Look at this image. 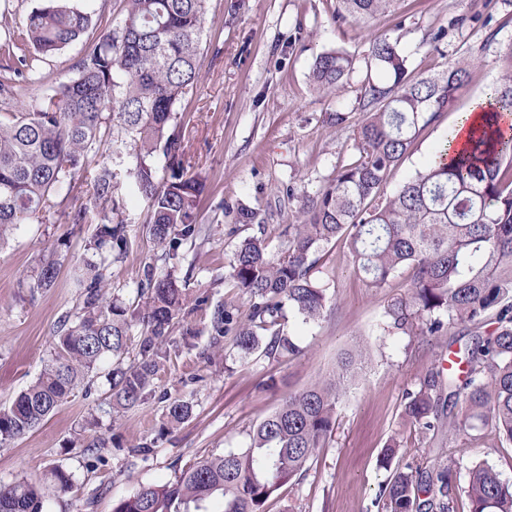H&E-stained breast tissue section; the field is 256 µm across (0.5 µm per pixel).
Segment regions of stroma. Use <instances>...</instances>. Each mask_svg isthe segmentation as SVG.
Masks as SVG:
<instances>
[{
    "instance_id": "1",
    "label": "stroma",
    "mask_w": 512,
    "mask_h": 512,
    "mask_svg": "<svg viewBox=\"0 0 512 512\" xmlns=\"http://www.w3.org/2000/svg\"><path fill=\"white\" fill-rule=\"evenodd\" d=\"M72 2L90 14L89 28L60 54L39 61V81L0 94V112L73 78L75 63L123 16V0ZM336 7V0H206L200 80L177 106L187 143L184 165L204 184L202 236L184 246L186 259L177 270L187 304L207 296L245 315L249 300L229 277L238 243L262 233L278 249L302 197L321 191L337 167L357 158L355 135L364 118L358 86L336 94L313 90L309 74L319 53L342 49L361 61L375 38L386 37L416 73L442 72L452 60L472 62L454 108L423 131L390 172L385 192L391 195L430 162L460 114L498 80L497 60L512 47V0H399L394 11L360 23L338 21ZM336 111L348 115L338 128L324 121L325 113ZM112 139L105 134L71 185L49 196L43 223L20 225L0 244V409L37 379L51 358L59 320L79 306L73 269L91 257L84 245L97 228L92 183L100 167L115 172L128 220L127 252L109 269L108 296L136 306L147 266L159 263L147 231L148 205L128 176L136 158L128 150L114 152ZM81 208L90 209L88 222L71 223L70 213ZM243 208L256 212L253 224L239 223ZM52 249L60 262L55 286L31 288ZM322 255L317 277L329 298L324 317L307 323L286 315L285 329L301 348L296 356L247 355L228 340L213 350L207 317L183 315L139 406L110 411L112 364L102 363L66 405L0 447V484L23 476L39 481L59 466L72 474L73 488L47 498L44 512H112L119 499L173 480L190 461L247 447L253 426L288 394L328 376L360 341L372 360L338 404L331 437L302 475L268 501L266 512H379L375 499L390 475L379 458L393 438L403 447L402 463L431 469L454 458L458 487L479 463L512 485V445L499 443L490 430L473 441L424 439L403 416L405 391L432 363L464 349L469 328L420 338L385 333L384 308L408 293V271L376 290L355 272L345 241L329 244ZM189 327L196 332L190 341L184 337ZM175 400L187 402L191 414L171 426L166 408ZM99 440L105 443L100 453L86 451Z\"/></svg>"
}]
</instances>
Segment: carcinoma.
Listing matches in <instances>:
<instances>
[{"instance_id":"obj_1","label":"carcinoma","mask_w":512,"mask_h":512,"mask_svg":"<svg viewBox=\"0 0 512 512\" xmlns=\"http://www.w3.org/2000/svg\"><path fill=\"white\" fill-rule=\"evenodd\" d=\"M206 0H125L121 21L105 31L76 64V76L50 87L44 96L0 114V243L22 224L42 219L51 193L71 184L99 141L105 114L124 134L138 193L151 211L149 234L170 270L155 275L149 266L140 282L143 307L132 312L105 292L106 272L127 247V222L114 196L115 175L98 170L93 183L99 219L87 250L100 258L81 270L79 311L59 321L53 353L37 380L7 409L0 410V447L39 426L67 402L73 390L104 359L112 370L111 408L141 403L162 360L173 320L185 306L175 269L180 249L200 237L197 208L203 182L184 167L185 134L176 107L197 83ZM397 0H339L341 19L365 21L390 11ZM91 17L71 0H47L29 13L24 27L7 32L0 52L13 56L9 79L33 80L37 62L77 41ZM33 49L14 55L18 42ZM499 84L477 111L485 123L450 164L429 163L396 193L383 185L423 130L439 121L463 94L470 62L455 60L433 75L408 71L387 38L373 40L366 68H378L387 83L361 80L362 108L355 149L358 158L336 170L315 196L301 200L288 240L272 252L263 236L243 239L230 260L235 286L249 300L245 319L213 305L212 344L233 337L245 353L269 358L295 355L299 345L284 332L289 308L304 321L326 312L325 288L315 276L322 249L344 239L354 269L368 286L382 289L404 268L411 270L408 294L390 300L384 330L404 336H446L455 325L477 329L464 352L463 377H444L431 368L406 392L403 415L421 434L448 431L452 439L481 424L512 443V140L502 124L512 117V47L499 59ZM358 71L356 58L334 49L315 58L311 83L318 92L337 93ZM167 160L158 174L154 159ZM59 262L49 255L32 288L54 285ZM140 326L137 361L122 366L133 326ZM359 343L338 361L336 371L291 393L249 432L240 451L212 455L184 467L174 480L140 488L113 512H170L174 503L206 508L214 496L224 512H266L269 499L299 477L324 447L336 423V408L368 364ZM454 461L433 474L406 463L381 486L376 502L385 512H457ZM48 487L66 493L70 473L54 467L43 482L24 478L0 485V512H43ZM468 512H512V486L489 466L469 471L463 490Z\"/></svg>"}]
</instances>
